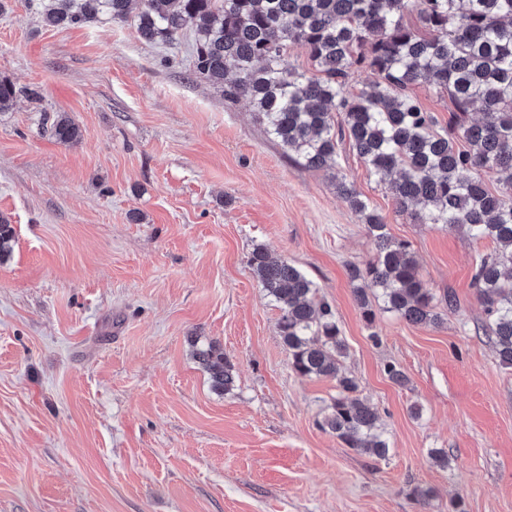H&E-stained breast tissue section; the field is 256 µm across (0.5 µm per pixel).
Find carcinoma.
I'll return each mask as SVG.
<instances>
[{
  "label": "carcinoma",
  "mask_w": 512,
  "mask_h": 512,
  "mask_svg": "<svg viewBox=\"0 0 512 512\" xmlns=\"http://www.w3.org/2000/svg\"><path fill=\"white\" fill-rule=\"evenodd\" d=\"M41 20L57 29L101 15L136 18L142 39L170 44L194 34V72L235 102L246 100L288 154L324 169L346 139L368 170L390 182L398 212L412 224L463 229L495 244L473 267L471 286L485 307L488 339L512 369V0H42ZM417 13L418 25L405 20ZM302 46L316 69L291 68L287 49ZM371 80L358 93L352 76ZM428 83L449 99L448 125L412 95ZM19 90L0 78V111ZM50 134L76 143L82 130L65 114ZM497 189H490L485 175ZM337 193L366 224L372 262L347 268L354 300L367 325L373 302L413 324L437 325L434 296L419 277L409 243L394 239L382 215L345 177ZM14 229L0 214V263L10 256ZM250 268L280 310L279 333L301 377L331 378L337 394L321 427L346 447L384 459L390 445L381 415L340 373L347 345L333 306L314 282L263 246ZM376 290L369 297L367 287ZM221 395L235 387L234 365L216 342L193 349Z\"/></svg>",
  "instance_id": "carcinoma-1"
}]
</instances>
